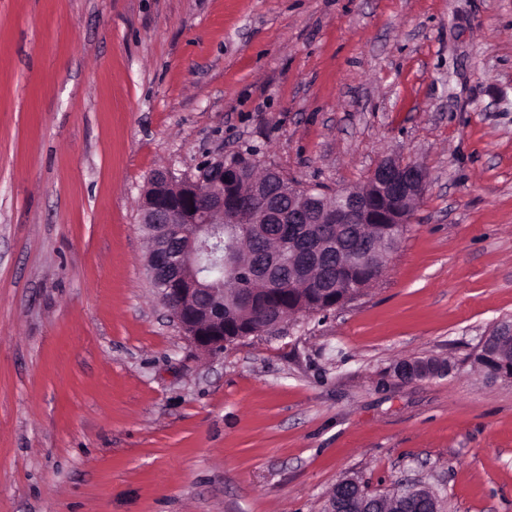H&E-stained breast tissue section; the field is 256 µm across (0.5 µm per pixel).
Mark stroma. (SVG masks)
<instances>
[{"instance_id":"35a3bbf8","label":"stroma","mask_w":512,"mask_h":512,"mask_svg":"<svg viewBox=\"0 0 512 512\" xmlns=\"http://www.w3.org/2000/svg\"><path fill=\"white\" fill-rule=\"evenodd\" d=\"M249 149L429 184L351 303L204 352L139 197ZM510 320L512 0H0V512H327L346 476L512 512V381L472 363ZM448 370V365L441 364H434L423 368L414 359L406 358L400 360L392 367L390 376L397 382L409 384L426 378L447 375Z\"/></svg>"}]
</instances>
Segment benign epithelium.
Listing matches in <instances>:
<instances>
[{"label":"benign epithelium","mask_w":512,"mask_h":512,"mask_svg":"<svg viewBox=\"0 0 512 512\" xmlns=\"http://www.w3.org/2000/svg\"><path fill=\"white\" fill-rule=\"evenodd\" d=\"M240 165L219 159L199 169L193 177L175 179L166 170H157L147 179L140 198L139 224L151 240L145 263L152 283L160 284L158 294L174 322L197 348L222 351L229 339L236 341L258 333L253 326L236 322V333L224 334V306L239 304L233 297L224 302V289L209 280L201 255L210 251L216 224H239L247 213L246 235L269 236L270 226L281 225L276 244L262 265H238L234 274L246 276L271 290L278 287L279 269L290 271L289 281L312 282L313 274L324 259L336 253L340 266L356 265L363 254L342 247L344 236L356 238L366 255L373 259V269L381 271L394 251L373 249L376 242L398 241L409 223L410 209L425 190L428 172L422 166L400 158L381 160L371 171L362 188L343 189L314 202L307 188L291 184V207L284 213L266 205L224 203V185L238 178ZM301 224H334L336 233L308 235ZM512 341V322H502L485 337L487 349ZM449 367L434 364L423 368L414 359L397 362L390 371L393 380L413 383L420 378L448 374ZM363 496V485L355 478H345L334 490L329 512H351L352 498Z\"/></svg>","instance_id":"1"}]
</instances>
